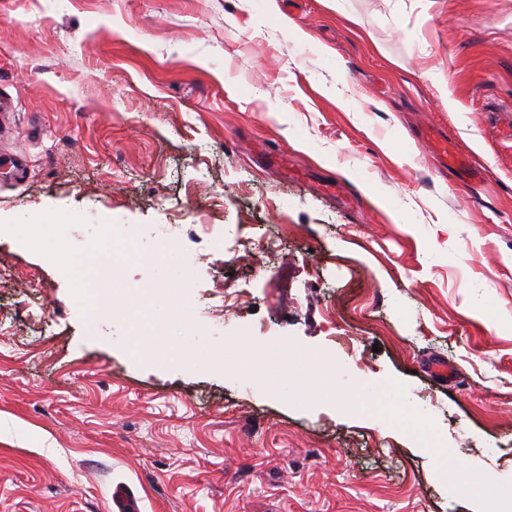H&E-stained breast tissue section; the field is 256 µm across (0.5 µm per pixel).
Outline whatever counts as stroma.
Wrapping results in <instances>:
<instances>
[{"mask_svg": "<svg viewBox=\"0 0 512 512\" xmlns=\"http://www.w3.org/2000/svg\"><path fill=\"white\" fill-rule=\"evenodd\" d=\"M0 97V512L499 508L512 0H0ZM50 211L75 221L58 248L26 231ZM160 224L198 258L162 336L277 364L291 344L316 379L395 388L455 481L353 402L134 360L71 260L107 225L151 251Z\"/></svg>", "mask_w": 512, "mask_h": 512, "instance_id": "1", "label": "stroma"}]
</instances>
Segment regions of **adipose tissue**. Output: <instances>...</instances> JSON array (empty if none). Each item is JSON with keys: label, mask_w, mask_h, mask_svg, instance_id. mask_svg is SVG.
<instances>
[{"label": "adipose tissue", "mask_w": 512, "mask_h": 512, "mask_svg": "<svg viewBox=\"0 0 512 512\" xmlns=\"http://www.w3.org/2000/svg\"><path fill=\"white\" fill-rule=\"evenodd\" d=\"M96 254L94 261L84 263L77 269L74 278L77 297L92 314L98 312L105 295L103 269L115 271L141 257L145 262L165 270L173 265L176 257L174 248L166 242L160 243L151 254H141L133 238L119 236L108 229L101 233L96 243ZM159 297L158 288H148L144 299L132 309L127 341L130 355L144 364L165 361L173 365L185 363L200 368L226 365L224 352L216 351L196 357L188 350L170 345L157 333L156 302ZM284 354L288 358V368L276 379L273 386L275 394L288 396L302 393L314 403L351 399L356 401L363 412L386 418L388 424L408 429L421 437L429 434L426 418L401 402L394 389L388 387L371 394L360 385L349 388L334 382L325 385L314 380L305 370V355L302 351L288 346Z\"/></svg>", "instance_id": "ef3b65f1"}]
</instances>
